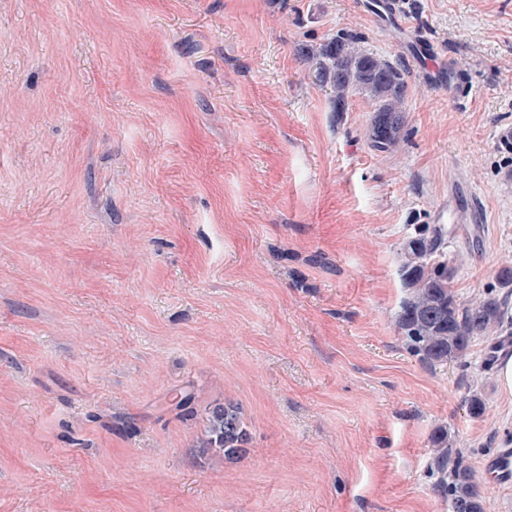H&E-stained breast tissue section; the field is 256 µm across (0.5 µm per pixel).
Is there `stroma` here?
<instances>
[{"instance_id":"stroma-1","label":"stroma","mask_w":512,"mask_h":512,"mask_svg":"<svg viewBox=\"0 0 512 512\" xmlns=\"http://www.w3.org/2000/svg\"><path fill=\"white\" fill-rule=\"evenodd\" d=\"M363 3L0 0V512H451L440 430L512 512L488 337L433 364L394 326L444 203L485 219L447 227L460 303L512 266V0ZM343 35L405 74L392 152L298 54ZM228 402L232 460L199 445Z\"/></svg>"}]
</instances>
